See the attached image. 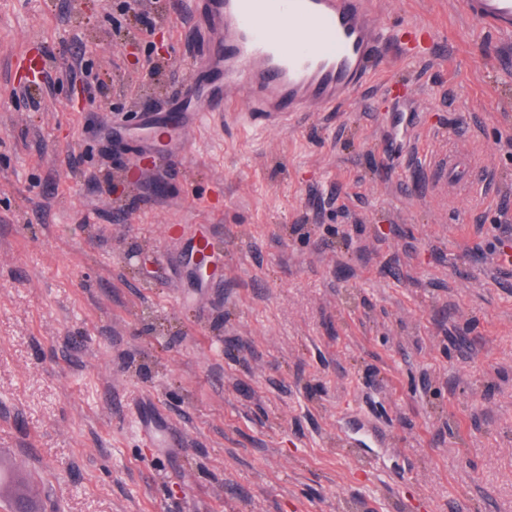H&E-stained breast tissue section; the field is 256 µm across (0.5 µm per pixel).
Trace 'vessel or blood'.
Masks as SVG:
<instances>
[{
	"instance_id": "1",
	"label": "vessel or blood",
	"mask_w": 512,
	"mask_h": 512,
	"mask_svg": "<svg viewBox=\"0 0 512 512\" xmlns=\"http://www.w3.org/2000/svg\"><path fill=\"white\" fill-rule=\"evenodd\" d=\"M197 32L220 31L189 80L197 101L160 123L172 131L208 127L217 113L262 128H283L311 107L333 109L366 81L392 40L372 0H195ZM486 32L512 37V0H462Z\"/></svg>"
}]
</instances>
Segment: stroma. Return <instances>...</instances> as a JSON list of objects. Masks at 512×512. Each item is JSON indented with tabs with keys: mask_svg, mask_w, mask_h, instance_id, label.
<instances>
[{
	"mask_svg": "<svg viewBox=\"0 0 512 512\" xmlns=\"http://www.w3.org/2000/svg\"><path fill=\"white\" fill-rule=\"evenodd\" d=\"M374 2L433 44L164 158L140 118L180 105L192 0H143L149 33L0 0V465L38 512H512V40Z\"/></svg>",
	"mask_w": 512,
	"mask_h": 512,
	"instance_id": "stroma-1",
	"label": "stroma"
}]
</instances>
